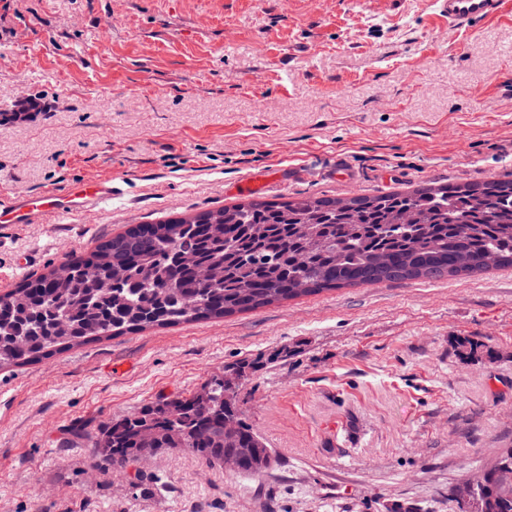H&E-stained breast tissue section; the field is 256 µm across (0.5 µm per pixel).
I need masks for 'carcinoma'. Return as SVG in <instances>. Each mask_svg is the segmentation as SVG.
Instances as JSON below:
<instances>
[{
  "mask_svg": "<svg viewBox=\"0 0 512 512\" xmlns=\"http://www.w3.org/2000/svg\"><path fill=\"white\" fill-rule=\"evenodd\" d=\"M512 267V178L347 199L249 201L138 224L0 294V368L124 331L222 318L281 300L398 279ZM248 364L200 390L160 398L90 435L95 457L124 469L186 451L224 466L269 455L237 405ZM475 512H512V453L483 469Z\"/></svg>",
  "mask_w": 512,
  "mask_h": 512,
  "instance_id": "cac0c4a2",
  "label": "carcinoma"
}]
</instances>
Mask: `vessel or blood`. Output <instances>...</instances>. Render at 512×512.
Wrapping results in <instances>:
<instances>
[{
  "instance_id": "vessel-or-blood-1",
  "label": "vessel or blood",
  "mask_w": 512,
  "mask_h": 512,
  "mask_svg": "<svg viewBox=\"0 0 512 512\" xmlns=\"http://www.w3.org/2000/svg\"><path fill=\"white\" fill-rule=\"evenodd\" d=\"M432 4L436 15L448 25L469 30L500 16L504 0H432ZM115 192L111 181L104 180L66 193L0 197V229L12 224H30L46 215L60 219L95 213Z\"/></svg>"
}]
</instances>
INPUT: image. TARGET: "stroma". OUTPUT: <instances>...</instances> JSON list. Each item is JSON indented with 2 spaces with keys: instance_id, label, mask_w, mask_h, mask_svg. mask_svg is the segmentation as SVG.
<instances>
[{
  "instance_id": "1",
  "label": "stroma",
  "mask_w": 512,
  "mask_h": 512,
  "mask_svg": "<svg viewBox=\"0 0 512 512\" xmlns=\"http://www.w3.org/2000/svg\"><path fill=\"white\" fill-rule=\"evenodd\" d=\"M39 109L14 119L16 102ZM0 193L111 180L100 212L0 235V293L136 224L263 197L512 178V0L473 30L431 0H0ZM345 155L353 181L330 167ZM247 362L274 463L182 451L116 473L64 441ZM512 447V268L304 295L0 370V512H461Z\"/></svg>"
}]
</instances>
